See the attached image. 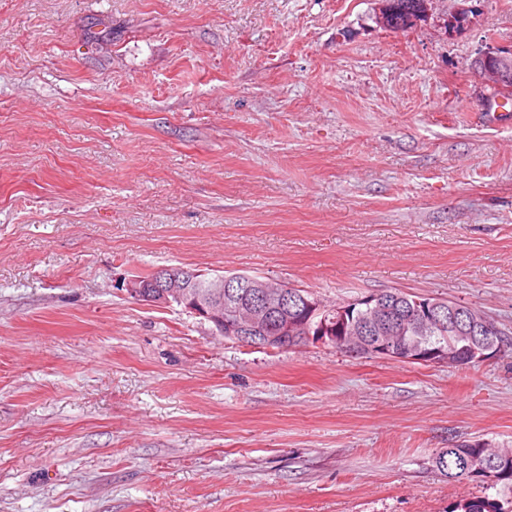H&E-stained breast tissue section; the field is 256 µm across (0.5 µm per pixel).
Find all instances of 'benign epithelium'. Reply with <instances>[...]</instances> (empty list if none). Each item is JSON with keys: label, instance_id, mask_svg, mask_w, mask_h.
<instances>
[{"label": "benign epithelium", "instance_id": "1", "mask_svg": "<svg viewBox=\"0 0 512 512\" xmlns=\"http://www.w3.org/2000/svg\"><path fill=\"white\" fill-rule=\"evenodd\" d=\"M490 53L485 51L475 60V69L491 83L506 88L512 84V55H497L498 63L494 67L485 66ZM187 270L177 266L163 268L147 280L133 279L127 284L128 293L143 302L155 306L178 305L203 321L212 325L213 332L238 343L250 342L254 348L280 351L288 344L309 341L323 345H333L336 337L327 335L325 320L312 324L310 319H301L289 313L285 306L290 287L284 282L262 276L237 273L217 274L208 278L206 289L192 287V278L186 276ZM226 288H247L261 298L256 303L249 296L228 299L224 297ZM309 314L324 311L334 312L348 332L347 352L362 355L367 352L389 354L399 349L398 359L405 362L444 363L448 366L458 364L454 354L439 350L426 353L409 344L403 336L402 328H391L386 320L387 309L379 301V294H370L349 302L343 307H331L318 296L310 294L302 297ZM360 306L372 312L378 335L372 339L364 336V329L356 322L348 321L347 312ZM445 307L442 299L430 296L414 298V305L406 320L424 323L433 317V313ZM471 342L481 347L478 361L489 362L500 356L501 344L489 338L469 337Z\"/></svg>", "mask_w": 512, "mask_h": 512}]
</instances>
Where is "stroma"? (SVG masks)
I'll list each match as a JSON object with an SVG mask.
<instances>
[{
	"instance_id": "stroma-1",
	"label": "stroma",
	"mask_w": 512,
	"mask_h": 512,
	"mask_svg": "<svg viewBox=\"0 0 512 512\" xmlns=\"http://www.w3.org/2000/svg\"><path fill=\"white\" fill-rule=\"evenodd\" d=\"M0 0V512H455L498 487L512 353L255 349L126 292L165 266L329 303L398 289L512 336V118L470 64L512 0ZM390 2V24L395 29L406 28V19L409 16H416L419 20H423L425 13L421 11L422 2L425 0H388ZM430 1L423 3L426 8V14L429 10ZM437 470L448 478L469 479L500 484L504 497H481L459 504L461 512H512V448L495 446L477 439L453 444L434 458Z\"/></svg>"
}]
</instances>
